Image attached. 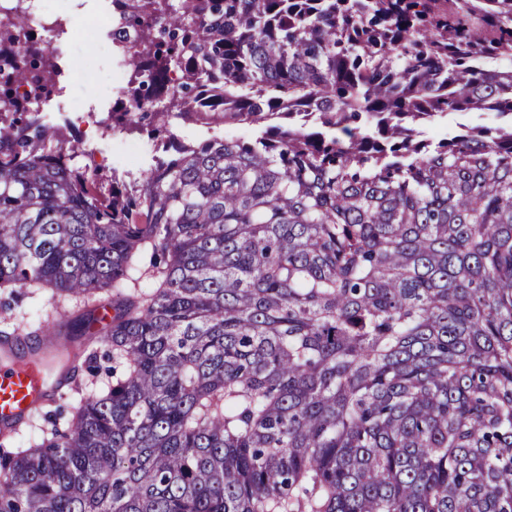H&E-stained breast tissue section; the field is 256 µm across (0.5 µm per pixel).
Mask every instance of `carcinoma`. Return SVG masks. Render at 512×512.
<instances>
[{"label": "carcinoma", "mask_w": 512, "mask_h": 512, "mask_svg": "<svg viewBox=\"0 0 512 512\" xmlns=\"http://www.w3.org/2000/svg\"><path fill=\"white\" fill-rule=\"evenodd\" d=\"M0 10V297L84 299L0 355L112 362L0 512H512V0H112L110 175ZM69 117L66 123L69 124L71 145L82 150H93L95 161L104 165L108 171L112 172V168L119 171L128 168L147 169L152 164L153 144L146 135L103 134L102 129L95 126L88 116L77 120V115L72 113ZM133 143L141 144L143 150L139 152L136 147L141 146L138 145L130 146L131 153H139L136 157H129L127 145ZM172 132L178 136L181 141L192 142L210 137L211 135H221L228 137H249L252 135L251 127L247 125L239 126H217L208 129L205 126L179 122L174 125Z\"/></svg>", "instance_id": "obj_1"}]
</instances>
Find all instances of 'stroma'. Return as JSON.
<instances>
[{"label": "stroma", "instance_id": "35a3bbf8", "mask_svg": "<svg viewBox=\"0 0 512 512\" xmlns=\"http://www.w3.org/2000/svg\"><path fill=\"white\" fill-rule=\"evenodd\" d=\"M110 0H84L81 10L71 18L64 33L58 35L61 48L59 63L65 69L71 96L82 99L92 117L70 118L69 138L78 149H89L97 163L109 169L148 168L152 163L153 144L147 137L133 134L102 132L97 122L106 117L113 104L110 72L112 59L108 52L88 57L90 41L101 42L106 38L105 31H97L93 37H84L83 20L85 15L109 9ZM140 144L137 156H129L127 147ZM83 302L74 297L48 298L41 291L27 290L17 303L11 306L0 304V332L26 334L35 331L44 321L71 316Z\"/></svg>", "mask_w": 512, "mask_h": 512}]
</instances>
